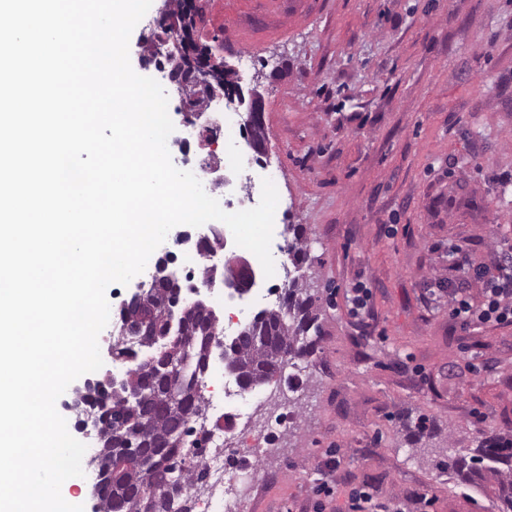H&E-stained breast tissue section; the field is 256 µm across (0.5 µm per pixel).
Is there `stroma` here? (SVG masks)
Wrapping results in <instances>:
<instances>
[{"mask_svg":"<svg viewBox=\"0 0 512 512\" xmlns=\"http://www.w3.org/2000/svg\"><path fill=\"white\" fill-rule=\"evenodd\" d=\"M198 13L229 66L251 58L236 78L265 97L254 175L280 184L272 244L304 225L322 325L307 397L257 457L244 512H347L356 488L402 512H492L489 489L435 462L512 436V322L463 328L447 300L449 246L488 270L512 238V0H199ZM421 420L435 435L409 447Z\"/></svg>","mask_w":512,"mask_h":512,"instance_id":"stroma-1","label":"stroma"}]
</instances>
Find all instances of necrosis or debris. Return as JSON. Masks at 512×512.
Masks as SVG:
<instances>
[{
    "label": "necrosis or debris",
    "mask_w": 512,
    "mask_h": 512,
    "mask_svg": "<svg viewBox=\"0 0 512 512\" xmlns=\"http://www.w3.org/2000/svg\"><path fill=\"white\" fill-rule=\"evenodd\" d=\"M150 25L154 33L153 50L166 60L160 71L161 80L180 93V106L185 118L203 117L196 140L170 135L168 145L178 147L181 153L179 167L192 171L201 181L206 193L216 198L226 211L249 209L252 193L233 195L235 183L249 178L248 162L240 155L212 151L209 129H217L219 136L233 138L237 117L225 111L224 90L216 83L187 84L183 72L179 26L167 13L155 16ZM182 268L194 270L205 266L214 269L213 279L198 281L199 291L208 296L214 307L224 312L222 335L236 332L241 305L222 287L224 253L204 246H194L182 251ZM200 392L209 408L215 409L216 418L191 421L190 442L198 443L210 476L214 481L211 492L199 500L200 512H241L242 486L252 479L254 456L269 452L280 434L287 427L289 417H281L277 426L256 427L254 424L256 398L251 390L243 388L231 375L208 368Z\"/></svg>",
    "instance_id": "4bbe7bcc"
}]
</instances>
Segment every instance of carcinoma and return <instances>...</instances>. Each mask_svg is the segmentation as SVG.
Masks as SVG:
<instances>
[{"instance_id":"1","label":"carcinoma","mask_w":512,"mask_h":512,"mask_svg":"<svg viewBox=\"0 0 512 512\" xmlns=\"http://www.w3.org/2000/svg\"><path fill=\"white\" fill-rule=\"evenodd\" d=\"M293 238L288 242V255L298 266L307 257V238L301 224L288 225ZM169 297L163 288L155 289L149 310L159 326V335L145 336L137 349L121 346L112 352L115 359L126 362L138 359L137 352L147 353L158 346L170 350L169 357L183 360L180 367L189 385H199L207 370L205 351L219 335V325L189 310L174 321L172 335H165L164 315ZM315 297L307 288L306 277L292 282L277 309H263L238 335L224 340L222 360L235 366L234 377L246 388H255L282 377L287 365L283 351L296 360H305L321 339V325L313 314ZM314 336H308V333ZM131 386L141 391V399L125 404L119 398L102 397L109 408L123 416L121 426L112 428V489L102 496L100 512H192L184 488L205 478V467L199 462L192 467L178 466L177 459L185 448L180 440L169 448H157L174 430L185 427L188 415L202 416L208 406L199 391L185 402L172 405L166 399L163 379L144 369L133 368ZM142 443L144 459L130 460L127 445ZM436 468L448 470L463 481L485 472L494 475L496 512H512V447L504 442L485 440L476 448H450Z\"/></svg>"}]
</instances>
